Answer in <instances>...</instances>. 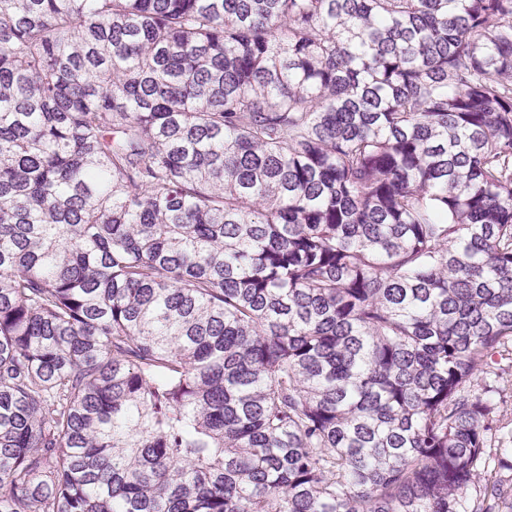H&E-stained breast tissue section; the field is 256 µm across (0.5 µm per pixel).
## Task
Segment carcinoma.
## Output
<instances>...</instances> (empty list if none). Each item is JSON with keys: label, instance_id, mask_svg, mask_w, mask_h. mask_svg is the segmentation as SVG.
Here are the masks:
<instances>
[{"label": "carcinoma", "instance_id": "carcinoma-1", "mask_svg": "<svg viewBox=\"0 0 512 512\" xmlns=\"http://www.w3.org/2000/svg\"><path fill=\"white\" fill-rule=\"evenodd\" d=\"M512 0H0V512H500Z\"/></svg>", "mask_w": 512, "mask_h": 512}]
</instances>
